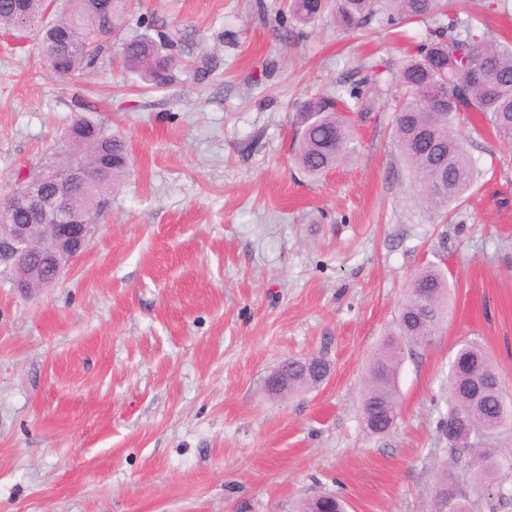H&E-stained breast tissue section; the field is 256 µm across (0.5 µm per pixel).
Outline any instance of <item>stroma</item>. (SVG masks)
Wrapping results in <instances>:
<instances>
[{
    "label": "stroma",
    "instance_id": "obj_1",
    "mask_svg": "<svg viewBox=\"0 0 512 512\" xmlns=\"http://www.w3.org/2000/svg\"><path fill=\"white\" fill-rule=\"evenodd\" d=\"M287 0H136L184 66L160 89L115 44L79 81L0 31V195L78 114L127 142L128 176L86 252L22 293L0 271V512H293L319 490L349 512H430L447 446L449 364L480 343L512 389V144L471 133L472 197L423 208L393 138L409 40L370 25L279 27ZM357 153L313 181L290 159L293 106L349 91ZM452 287L448 321L405 348L400 414L360 416L365 368L415 273ZM319 387L268 395L287 358ZM290 361V363H288ZM285 359L281 365L288 364V381L275 389L266 385L268 392L273 395H290L300 389L315 387L321 384L331 372L330 363L320 356L303 359ZM288 385V386H287Z\"/></svg>",
    "mask_w": 512,
    "mask_h": 512
}]
</instances>
